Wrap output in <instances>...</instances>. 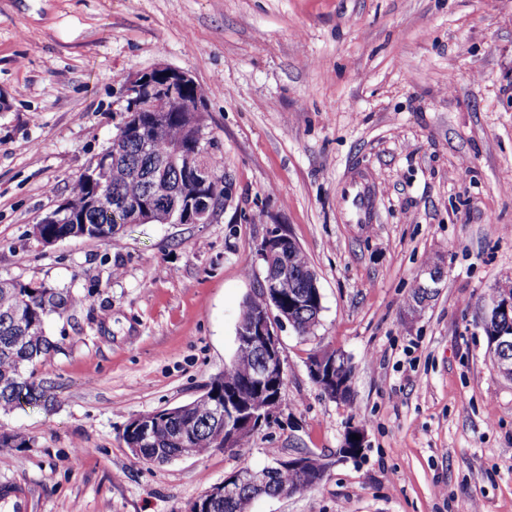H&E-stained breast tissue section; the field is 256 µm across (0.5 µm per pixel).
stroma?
<instances>
[{"instance_id": "obj_1", "label": "stroma", "mask_w": 512, "mask_h": 512, "mask_svg": "<svg viewBox=\"0 0 512 512\" xmlns=\"http://www.w3.org/2000/svg\"><path fill=\"white\" fill-rule=\"evenodd\" d=\"M206 90L212 155L234 185L209 224H130L113 241L41 243L35 228L123 120V87L156 65ZM376 176L379 220L352 224L346 177ZM282 225L317 273L313 334L281 332L274 422L233 449L149 464L138 414L190 402L234 349ZM444 279L419 315L422 269ZM83 297L47 333L52 409L0 414V482L35 512H188L238 468L313 453L322 482L252 512H512V380L484 318L512 280V0H0V279ZM350 362L349 403L307 358ZM358 457L338 459L351 426Z\"/></svg>"}]
</instances>
